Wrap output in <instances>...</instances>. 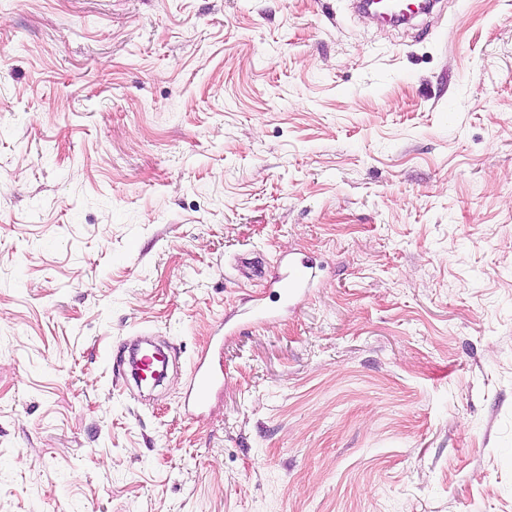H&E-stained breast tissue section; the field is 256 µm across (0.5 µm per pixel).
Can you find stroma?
Segmentation results:
<instances>
[{
	"mask_svg": "<svg viewBox=\"0 0 512 512\" xmlns=\"http://www.w3.org/2000/svg\"><path fill=\"white\" fill-rule=\"evenodd\" d=\"M0 512H512V0H0ZM373 7L388 22L402 24L421 14H429L435 5L431 0H374ZM316 277L314 266L308 260L289 258L283 270L275 277L274 284L290 301L305 290ZM224 371L216 369L206 357L194 364L191 384L185 406L188 411L196 412L208 403L213 392L223 383Z\"/></svg>",
	"mask_w": 512,
	"mask_h": 512,
	"instance_id": "stroma-1",
	"label": "stroma"
}]
</instances>
